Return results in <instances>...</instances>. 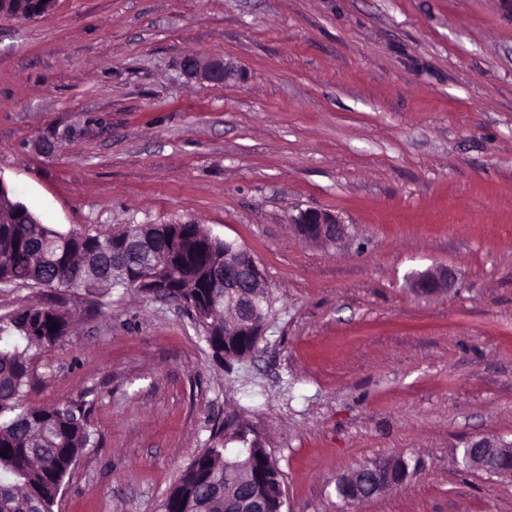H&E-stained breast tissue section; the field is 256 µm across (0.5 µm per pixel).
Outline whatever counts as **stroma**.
<instances>
[{
    "mask_svg": "<svg viewBox=\"0 0 512 512\" xmlns=\"http://www.w3.org/2000/svg\"><path fill=\"white\" fill-rule=\"evenodd\" d=\"M189 54L237 66L181 75ZM0 180L63 233L199 224L256 260L258 352L216 363L184 309L122 288L0 286V324L68 312L23 401L83 403L95 436L54 512H162L239 417L283 512H348L335 483L419 462L360 512H512V479L458 468L512 441V0H55L0 19ZM350 236L304 240L300 211ZM448 268L420 298L414 270ZM405 281L415 294L423 297L434 296L447 289L449 291L454 283L448 271L439 268L412 271L405 276ZM392 460H396V466L389 474V478L387 479V482L385 483L384 487H388L393 483L399 484L404 482L407 479V477L410 474H412L417 467V463H414L413 468L410 471L412 466L411 460L410 458L404 457L403 455H395L377 459L376 462L379 463L380 465L387 466V464H389Z\"/></svg>",
    "mask_w": 512,
    "mask_h": 512,
    "instance_id": "stroma-1",
    "label": "stroma"
}]
</instances>
